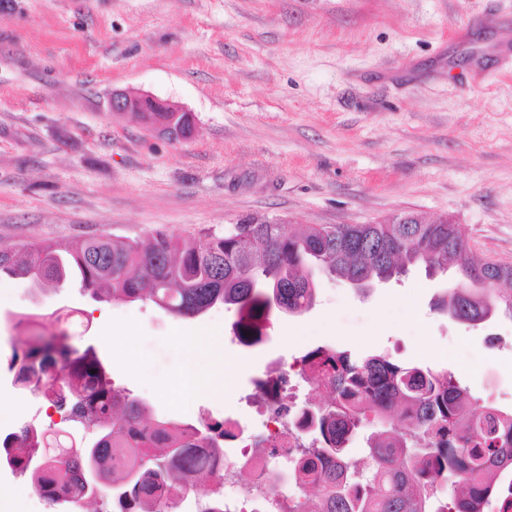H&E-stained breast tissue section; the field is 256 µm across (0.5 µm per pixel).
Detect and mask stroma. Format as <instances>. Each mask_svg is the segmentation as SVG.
I'll return each mask as SVG.
<instances>
[{"instance_id": "obj_1", "label": "stroma", "mask_w": 512, "mask_h": 512, "mask_svg": "<svg viewBox=\"0 0 512 512\" xmlns=\"http://www.w3.org/2000/svg\"><path fill=\"white\" fill-rule=\"evenodd\" d=\"M512 0H0V245L109 234L146 239L224 231L248 217L370 224L415 212L461 224L469 246L512 265ZM138 90L194 113L170 143L125 115ZM316 301L272 312L255 347L234 310L176 319L151 303H96L70 285L43 293L0 277V432L62 427L14 381V327L77 310L112 381L160 417L245 416L272 362L323 345L448 370L474 402L512 410V321L471 326L436 303L455 273L405 276L364 292L314 272ZM123 339L107 344L105 320ZM217 329L224 396H164L183 354L174 325ZM135 358L137 374L116 372Z\"/></svg>"}]
</instances>
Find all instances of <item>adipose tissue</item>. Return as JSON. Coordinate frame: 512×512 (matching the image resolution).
Segmentation results:
<instances>
[{
    "instance_id": "obj_1",
    "label": "adipose tissue",
    "mask_w": 512,
    "mask_h": 512,
    "mask_svg": "<svg viewBox=\"0 0 512 512\" xmlns=\"http://www.w3.org/2000/svg\"><path fill=\"white\" fill-rule=\"evenodd\" d=\"M173 340L182 349L187 367L173 374L167 390L168 400L177 405L191 393L222 395L220 381L209 369L197 367L196 362L207 355L223 357V342L207 330H198L188 336L179 328L174 329Z\"/></svg>"
}]
</instances>
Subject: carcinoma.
Returning a JSON list of instances; mask_svg holds the SVG:
<instances>
[{
  "label": "carcinoma",
  "mask_w": 512,
  "mask_h": 512,
  "mask_svg": "<svg viewBox=\"0 0 512 512\" xmlns=\"http://www.w3.org/2000/svg\"><path fill=\"white\" fill-rule=\"evenodd\" d=\"M462 249L455 224H336L299 230L249 218L217 233L204 229L185 240L163 231L148 242L108 234L74 242L39 241L0 249V276L58 290L74 277L97 302H151L180 317H197L217 304L234 308L239 341L264 342L263 326L275 310L301 313L316 298L312 269L337 280L374 282L415 266L448 272ZM456 274L475 284L456 288L440 306L469 325L496 315L512 319V270L465 261ZM57 332H31L20 340L15 381L42 396L61 421L93 433L85 447L60 440L51 452L45 434L30 426L9 435L0 466L30 473L36 491L64 499L74 512L103 489L121 512H162L158 505L203 484L209 497L224 458V422L198 426L158 418L150 405L114 387L92 346L69 344L72 313L57 316ZM320 362L327 401L288 408L303 416L309 441L295 449L296 493L288 512H486L491 498L512 512V412L472 405L446 371L405 365L385 355L318 346L299 358ZM402 427L366 439L373 466L363 471L346 455L368 424ZM84 472L77 483L73 470ZM451 482L445 494L441 483Z\"/></svg>",
  "instance_id": "carcinoma-1"
}]
</instances>
